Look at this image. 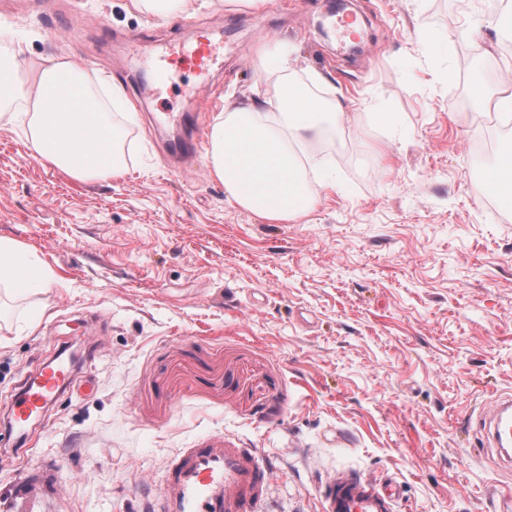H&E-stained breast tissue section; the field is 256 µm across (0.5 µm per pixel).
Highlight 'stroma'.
<instances>
[{
    "label": "stroma",
    "instance_id": "35a3bbf8",
    "mask_svg": "<svg viewBox=\"0 0 512 512\" xmlns=\"http://www.w3.org/2000/svg\"><path fill=\"white\" fill-rule=\"evenodd\" d=\"M360 56L321 36L327 0L229 9L193 0L161 20L131 0H0V28L31 66L64 57L112 111L125 172L77 180L0 123V237L52 278L0 305V401L63 349L90 394L58 400L27 454L0 437V512L11 490L54 474L37 512H144L172 455L230 435L273 461L268 512H319L345 470L395 481V512H503L512 465H493L471 419L512 396V207L481 181L512 151L473 140L493 114L478 90L512 76L487 0H352ZM216 20L210 113L252 97L262 39L290 48L297 79L321 75L351 117L307 159L339 186L273 223L227 201L207 152L170 151L190 103L184 67L129 81L134 45L158 50ZM427 41H420V34ZM388 113L381 122L379 113Z\"/></svg>",
    "mask_w": 512,
    "mask_h": 512
}]
</instances>
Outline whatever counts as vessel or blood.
Returning a JSON list of instances; mask_svg holds the SVG:
<instances>
[{
	"label": "vessel or blood",
	"mask_w": 512,
	"mask_h": 512,
	"mask_svg": "<svg viewBox=\"0 0 512 512\" xmlns=\"http://www.w3.org/2000/svg\"><path fill=\"white\" fill-rule=\"evenodd\" d=\"M216 49L203 32H194L188 48L178 55L181 64L208 73ZM76 383L75 363L59 355L45 362L35 382L21 384L8 407L6 431L17 446H27L29 425L43 415ZM495 446L512 445V401L505 399L476 418ZM274 472L257 449L242 447L237 439L220 435L200 439L180 449L166 470L152 512H261ZM398 489L341 472L327 482L320 499L321 512H394Z\"/></svg>",
	"instance_id": "vessel-or-blood-1"
}]
</instances>
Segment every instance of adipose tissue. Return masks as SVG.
<instances>
[{"instance_id": "ef3b65f1", "label": "adipose tissue", "mask_w": 512, "mask_h": 512, "mask_svg": "<svg viewBox=\"0 0 512 512\" xmlns=\"http://www.w3.org/2000/svg\"><path fill=\"white\" fill-rule=\"evenodd\" d=\"M24 64L19 44L0 48V121L26 119V147L76 179L121 175L124 162L113 156L119 133L81 69L49 59L27 84L18 77ZM255 67L263 89L254 100L217 113L209 127L210 172L229 202L273 222L294 220L310 211L315 185L336 186L330 172L313 180L300 154L343 114L335 98L315 94L313 82L293 79L278 41L260 43ZM48 277L36 256L0 238L1 289L30 293Z\"/></svg>"}]
</instances>
